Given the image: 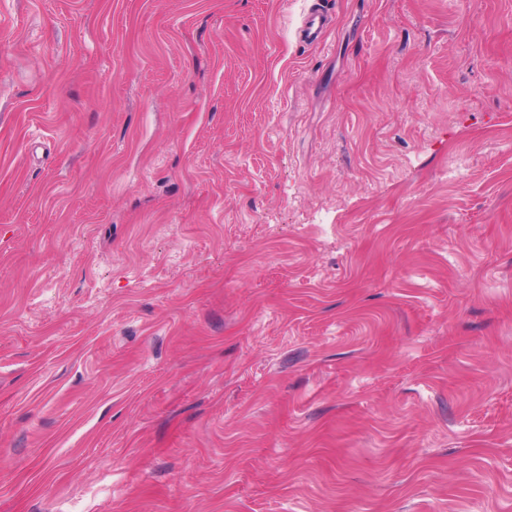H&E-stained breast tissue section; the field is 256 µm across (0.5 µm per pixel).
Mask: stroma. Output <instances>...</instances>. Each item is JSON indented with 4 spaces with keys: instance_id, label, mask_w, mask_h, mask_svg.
<instances>
[{
    "instance_id": "35a3bbf8",
    "label": "stroma",
    "mask_w": 512,
    "mask_h": 512,
    "mask_svg": "<svg viewBox=\"0 0 512 512\" xmlns=\"http://www.w3.org/2000/svg\"><path fill=\"white\" fill-rule=\"evenodd\" d=\"M0 0V512H512V0ZM318 5V6H317ZM327 27V16L319 4H313L303 15L299 34L303 41L319 44L324 29Z\"/></svg>"
}]
</instances>
